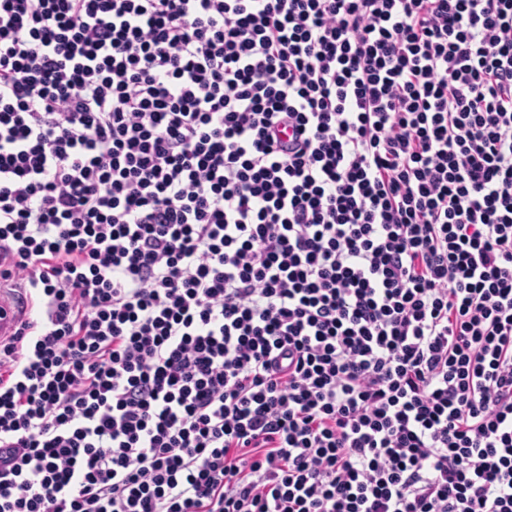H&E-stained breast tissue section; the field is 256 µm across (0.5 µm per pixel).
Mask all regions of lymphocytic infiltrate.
<instances>
[{"label":"lymphocytic infiltrate","mask_w":512,"mask_h":512,"mask_svg":"<svg viewBox=\"0 0 512 512\" xmlns=\"http://www.w3.org/2000/svg\"><path fill=\"white\" fill-rule=\"evenodd\" d=\"M0 512H512V0H0ZM32 302L34 312L32 311L31 317L36 313L37 307L33 298L27 294L26 288L15 285L5 288L0 278V343L14 336L17 328L28 319Z\"/></svg>","instance_id":"lymphocytic-infiltrate-1"}]
</instances>
